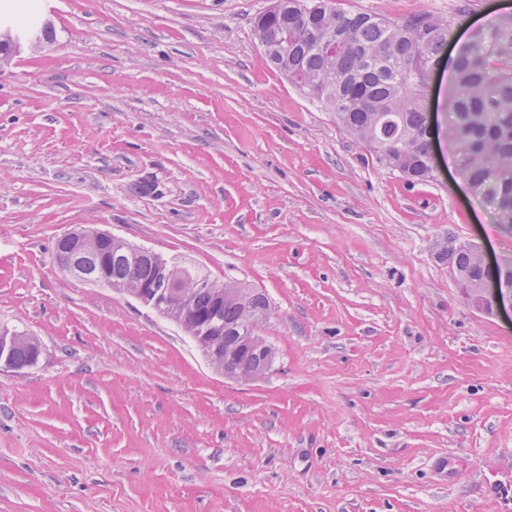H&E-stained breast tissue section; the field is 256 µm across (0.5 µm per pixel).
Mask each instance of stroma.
Instances as JSON below:
<instances>
[{"label":"stroma","mask_w":512,"mask_h":512,"mask_svg":"<svg viewBox=\"0 0 512 512\" xmlns=\"http://www.w3.org/2000/svg\"><path fill=\"white\" fill-rule=\"evenodd\" d=\"M51 41L0 74V512H501L512 311L461 297L441 242L512 261L444 130L425 182L383 167L265 62L273 0H35ZM463 34L512 0H331ZM79 227L256 288L267 374L224 378L176 323L69 278ZM21 334H17L18 336H26L22 338L18 344L17 336L5 329L0 330V361L1 366L7 365V358L11 354V357L8 360V363L11 368L14 369H23L25 367L33 366L37 363L40 355H41V347L38 341L32 337L27 336L20 332ZM16 345V347H15ZM15 348V349H14Z\"/></svg>","instance_id":"obj_1"}]
</instances>
